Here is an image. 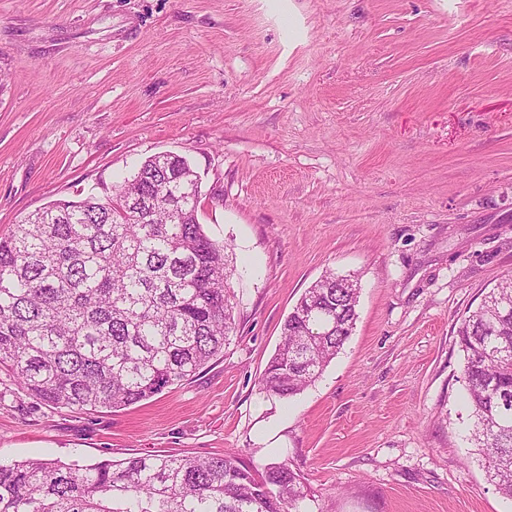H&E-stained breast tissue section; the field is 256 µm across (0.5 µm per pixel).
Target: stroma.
<instances>
[{
	"label": "stroma",
	"mask_w": 512,
	"mask_h": 512,
	"mask_svg": "<svg viewBox=\"0 0 512 512\" xmlns=\"http://www.w3.org/2000/svg\"><path fill=\"white\" fill-rule=\"evenodd\" d=\"M186 156L233 246L200 373L73 412L0 371V462L285 461L309 512H512L468 442L456 330L512 273V0H0V233ZM357 281L314 384L259 390L298 299Z\"/></svg>",
	"instance_id": "stroma-1"
}]
</instances>
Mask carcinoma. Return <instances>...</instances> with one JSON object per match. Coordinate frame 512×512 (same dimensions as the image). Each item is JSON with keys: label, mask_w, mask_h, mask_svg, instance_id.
Segmentation results:
<instances>
[{"label": "carcinoma", "mask_w": 512, "mask_h": 512, "mask_svg": "<svg viewBox=\"0 0 512 512\" xmlns=\"http://www.w3.org/2000/svg\"><path fill=\"white\" fill-rule=\"evenodd\" d=\"M187 157L141 162L111 193L56 200L0 236V367L30 397L70 411L117 410L196 375L235 329L227 246L198 218ZM359 289L330 273L298 300L260 381L290 398L349 340ZM470 435L489 480L512 498V275L457 329ZM285 461L257 471L234 452L162 451L87 466L0 464V512H306Z\"/></svg>", "instance_id": "obj_1"}]
</instances>
